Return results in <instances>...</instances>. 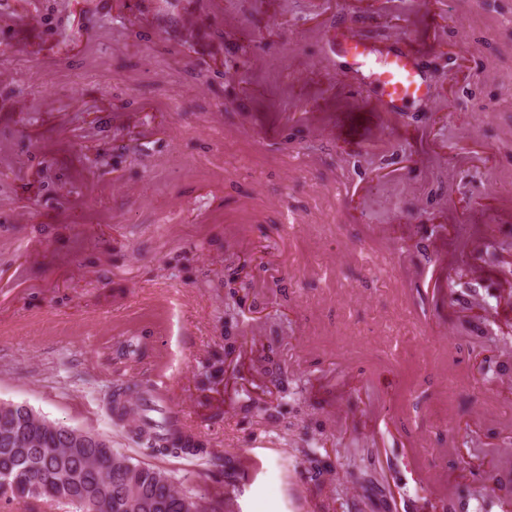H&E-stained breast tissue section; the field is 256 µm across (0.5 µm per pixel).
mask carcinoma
Instances as JSON below:
<instances>
[{"instance_id": "cac0c4a2", "label": "carcinoma", "mask_w": 512, "mask_h": 512, "mask_svg": "<svg viewBox=\"0 0 512 512\" xmlns=\"http://www.w3.org/2000/svg\"><path fill=\"white\" fill-rule=\"evenodd\" d=\"M152 390H128L112 414L145 449L201 453L202 438L182 441L176 431L158 435L139 422ZM0 501L21 502L29 512L64 503L74 512H223L224 502H204L178 489L163 470L112 450L89 431L62 428L21 405L0 406Z\"/></svg>"}]
</instances>
